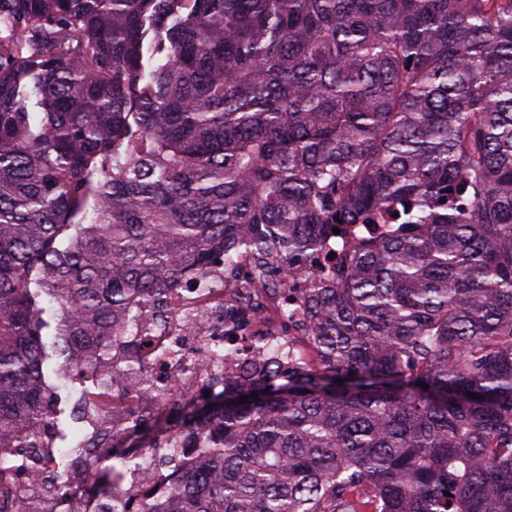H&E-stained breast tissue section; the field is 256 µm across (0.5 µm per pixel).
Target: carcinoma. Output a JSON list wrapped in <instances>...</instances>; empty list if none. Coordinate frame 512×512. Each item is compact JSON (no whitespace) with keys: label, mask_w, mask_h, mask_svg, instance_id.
I'll list each match as a JSON object with an SVG mask.
<instances>
[{"label":"carcinoma","mask_w":512,"mask_h":512,"mask_svg":"<svg viewBox=\"0 0 512 512\" xmlns=\"http://www.w3.org/2000/svg\"><path fill=\"white\" fill-rule=\"evenodd\" d=\"M0 29V448L42 445L47 361L142 396L111 338L172 291L385 221L314 275L310 360L158 409L213 444L169 512H512V0H0ZM142 426L112 445L169 463ZM135 460L102 444V493Z\"/></svg>","instance_id":"obj_1"}]
</instances>
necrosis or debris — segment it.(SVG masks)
<instances>
[{
  "label": "necrosis or debris",
  "mask_w": 512,
  "mask_h": 512,
  "mask_svg": "<svg viewBox=\"0 0 512 512\" xmlns=\"http://www.w3.org/2000/svg\"><path fill=\"white\" fill-rule=\"evenodd\" d=\"M280 274L269 275L260 269L252 256L242 254L233 271L216 274L194 290H181L172 298L174 314L164 325L155 327L157 343L178 341L180 361L147 356L146 372L156 392L167 401L177 402L203 386L206 380L235 375L238 361L218 362L205 346L213 342V327L223 311L245 308L251 313L249 327L237 329L228 343L237 349L239 359L256 357L292 343L294 329L303 317V291H289L283 270L287 261H280ZM80 424V437H87L99 421L109 422L127 414L150 413L146 398L134 396L128 379L111 384L107 393L91 391L80 384L73 400ZM208 426L196 423L184 428L179 437L183 452L170 465L160 467L150 461L148 449H141L140 460L130 469L113 475L118 485L110 498L97 493L94 472H86L81 484L67 492L55 489L50 479L51 466L68 465L67 457L56 456L46 463L40 449H27L22 460V480L28 486L41 489L40 498L20 497L18 512H111L112 507L147 504L150 512H164L167 489L182 473L188 474L200 465L197 453L203 447V435Z\"/></svg>",
  "instance_id": "1"
}]
</instances>
